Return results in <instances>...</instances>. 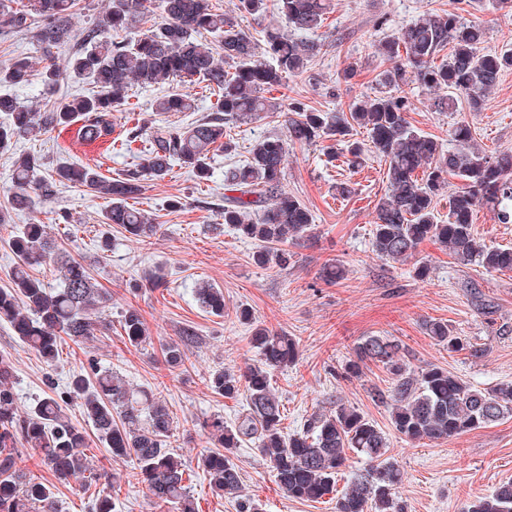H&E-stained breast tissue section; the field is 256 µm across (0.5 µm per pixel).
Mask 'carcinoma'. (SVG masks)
I'll list each match as a JSON object with an SVG mask.
<instances>
[{
  "label": "carcinoma",
  "mask_w": 512,
  "mask_h": 512,
  "mask_svg": "<svg viewBox=\"0 0 512 512\" xmlns=\"http://www.w3.org/2000/svg\"><path fill=\"white\" fill-rule=\"evenodd\" d=\"M0 0V34L28 31L46 50L76 40L79 48L64 67L55 61L43 66L44 86L54 88L68 79L87 80L96 88L89 96L63 98L45 109L25 107L10 95H0V150L14 140L80 123L78 138L88 144L121 143L127 151L142 139L138 124L117 130L116 113L123 111L131 83L163 85L174 78L207 83L217 92L214 113L186 127L157 126L138 165L120 178L108 179L89 165L59 164L44 174L42 157L21 154L14 159V192L0 206V224L11 210H30L35 198H47L63 182L78 184L111 200L104 218L133 237L149 238L156 225L129 203L146 179H162L178 163L192 169L198 179L209 180V154L224 140L225 125L265 114L284 118L288 139L265 136L255 142L247 164L224 179V223L245 239L261 242L253 254L260 267L288 265V246L308 236L314 224L311 211L282 187L288 143L313 144L334 138L345 144L348 161L362 163L363 143L354 131L366 133L370 148L388 162L389 192L376 208L372 249L381 258L405 261L421 244L435 240L463 265L487 273L512 271V247H488L477 238L473 215L478 207L496 213L502 224L512 223V151L495 157L482 154L473 143L469 123H456L450 136L454 147L445 151L434 138L415 130L406 119L408 100L392 94L354 102L349 112H317L294 101L278 112L262 92L282 85L291 75L307 72L322 51L321 42L294 38L277 28L257 42L211 0H160L162 20L135 41L118 40L140 14L145 0H110V7L90 26L78 31L73 16L79 0ZM278 9L295 31L317 29L330 0H278ZM485 29L465 21L455 11L425 12L396 37L378 42L377 52L391 66L381 83L398 90L414 79L445 95L434 101L440 111L452 108L453 95L464 96L468 111L485 110L489 95L502 73L512 69V49L480 53ZM405 58H400V49ZM440 64L434 58L442 50ZM224 53V61L215 58ZM31 61L15 59L0 69V83H29ZM155 111L176 114L195 111L189 93H168L155 101ZM463 182L449 200L448 223L436 220L435 204L448 186V178ZM18 262L11 271V286L0 288V321L8 324L21 345L53 367L66 341L84 343L95 336L91 314L110 301L96 285L88 268L70 256L61 243L48 236L46 226L23 224L6 240ZM57 266L60 287L54 288L32 274L44 264ZM203 308L224 312V294L207 286L197 290ZM124 340L133 347L149 343L150 336L139 310L130 306L121 315ZM427 334L454 353L480 349L454 334L448 324L430 321ZM194 330H183L181 340L163 349L166 363L183 368L189 362L186 344ZM256 363L240 372L210 371L205 384L226 399L245 396L246 405L235 423L213 415L201 427L214 439V449L202 455L198 467L209 476L215 495L237 500L239 512H263L262 504L242 494V480L233 457L245 441H254L290 498L317 501L336 491L339 471L351 451L366 460L336 499V512H405L396 494L401 471L387 457L388 440L373 421L356 408L336 409L310 418L303 432L287 435L282 427L283 404L272 385L273 374L291 365L297 344L287 333L256 327L250 336ZM379 363L391 375L386 390L371 389L372 398L387 407L394 430L406 440H450L495 423L512 414V381L480 390L435 364L413 369L400 344L368 336L353 349L346 373L361 376L367 363ZM76 401L92 423L112 459L136 461L142 483L160 512H196L186 484V468L168 447L174 418L158 398L138 394L112 370L95 360L74 375L65 395L45 394L25 414L17 408L12 366L0 361V512H61L54 485L23 471L17 445L36 449L42 464L59 483L81 475L88 484L108 479L88 455L86 434L65 417L62 404ZM465 512H512V481L499 483L486 496L469 503Z\"/></svg>",
  "instance_id": "obj_1"
}]
</instances>
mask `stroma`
I'll return each mask as SVG.
<instances>
[{"instance_id": "1", "label": "stroma", "mask_w": 512, "mask_h": 512, "mask_svg": "<svg viewBox=\"0 0 512 512\" xmlns=\"http://www.w3.org/2000/svg\"><path fill=\"white\" fill-rule=\"evenodd\" d=\"M448 10L482 24L484 51L512 47V12L497 9L493 0H484L479 7L469 0H333L331 12L313 34L323 45L321 55L306 73L288 77L266 96L284 107L297 100L319 111L348 110L353 101L384 90L379 75L387 63L376 50L378 41L422 13ZM20 52L30 57L35 75L23 87L0 85V94L15 96L28 106L44 105L49 97L39 77L42 50L28 34L0 35V65ZM350 64L356 74L347 80L343 70ZM173 91L193 94L196 115L162 116L152 111L157 97ZM400 93L410 104V124L439 143L448 144L451 127L465 121L476 147L485 154L512 151V70L505 72L482 112L468 111L461 96L452 110L438 111L433 105L435 92L415 81L402 86ZM215 101L214 92L199 82L176 79L162 86H135L118 121L135 122L148 130L167 122L181 127L194 116L210 114ZM226 131L233 150L211 151L209 181H199L189 169L178 166L165 178L143 181L133 204L156 224L152 237L138 240L118 225L104 223L108 199L71 184L58 186L34 211L0 224V288L9 286L17 262L11 251L2 248V240L13 235L18 225L35 220L46 224L53 239L65 242L71 255L84 260L111 297L99 312L101 327L93 340L81 346L64 344L53 368L22 348L10 327L0 325V358L14 370L20 410L28 411L44 393L46 377L66 387L89 358H96L132 388L166 403L174 416L169 446L194 470L200 453L212 445L199 430V421L220 414L234 422L245 405L244 400L213 394L204 377L219 367L236 369L255 362L249 338L258 324L286 330L298 342L296 363L273 375L284 405L286 433L302 432L312 415L333 410L340 402L359 409L388 437V454L402 474L397 495L407 512H463L471 500L512 480V416L448 441L410 442L393 430L386 408L370 397L372 388L390 387V376L372 363L361 377L343 375L359 342L383 336L403 346L412 367L436 364L479 389L512 380V273L489 274L461 265L448 248L432 241L420 246L413 261L395 263L377 257L371 232L376 207L388 191V165L383 157L370 153L362 166L349 167L341 145L329 139L290 145L282 184L311 210L315 225L301 244L291 247L287 266H257L252 255L259 242L239 238L221 218L224 177L246 163L255 140L267 135L284 138L288 130L284 122L265 118L245 119L227 125ZM20 147L53 165L83 164L95 154L94 147L79 144L72 134L54 131L22 141ZM343 181L354 188L346 198L335 190ZM64 212L70 215L66 224L59 220ZM107 238L112 247L106 251L102 242ZM419 261L430 269L427 278L415 275ZM328 264L344 268L345 276L338 283L322 280ZM155 272L163 276V283L146 287V278ZM206 283L223 291V315L208 313L198 302L196 290ZM129 306L139 309L150 344L135 348L125 343L120 313ZM243 307L250 308L253 325L241 322L238 311ZM432 320L447 323L480 347L481 355L451 353L438 345L425 330ZM187 327L194 328L197 336L189 348L194 366L184 370L166 364L161 347L177 340ZM65 413L74 426L87 431L88 453L96 467L115 474L116 512H156L135 461L113 460L79 404L68 403ZM233 461L245 494L260 500L265 512H336L332 494L316 502L288 498L253 443H243ZM18 462L27 473L55 483L35 450L19 448ZM83 484L80 478L55 483L62 512H89L94 492Z\"/></svg>"}]
</instances>
